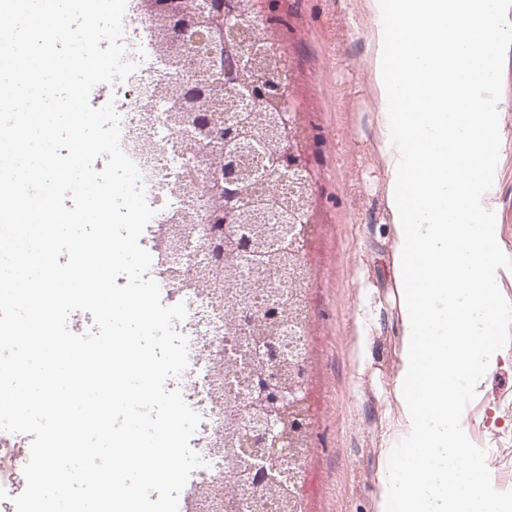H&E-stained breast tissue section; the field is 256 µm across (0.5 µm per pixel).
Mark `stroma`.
Instances as JSON below:
<instances>
[{"mask_svg":"<svg viewBox=\"0 0 512 512\" xmlns=\"http://www.w3.org/2000/svg\"><path fill=\"white\" fill-rule=\"evenodd\" d=\"M288 72L299 147L310 174L302 256L305 380L312 448L303 512H376L387 438L398 418L394 379L402 332L383 169L375 147L365 0H262ZM498 95L504 150L495 177L503 246L501 295L512 304V56ZM474 447L494 478L512 472V356L465 399Z\"/></svg>","mask_w":512,"mask_h":512,"instance_id":"1","label":"stroma"}]
</instances>
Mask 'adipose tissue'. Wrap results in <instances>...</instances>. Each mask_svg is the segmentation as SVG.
I'll list each match as a JSON object with an SVG mask.
<instances>
[{
    "mask_svg": "<svg viewBox=\"0 0 512 512\" xmlns=\"http://www.w3.org/2000/svg\"><path fill=\"white\" fill-rule=\"evenodd\" d=\"M366 4L405 336L394 383L400 419L377 512H512L472 446L460 403L507 355L499 227L489 210L512 0Z\"/></svg>",
    "mask_w": 512,
    "mask_h": 512,
    "instance_id": "obj_1",
    "label": "adipose tissue"
}]
</instances>
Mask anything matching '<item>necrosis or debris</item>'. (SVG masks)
I'll use <instances>...</instances> for the list:
<instances>
[{
    "label": "necrosis or debris",
    "instance_id": "4bbe7bcc",
    "mask_svg": "<svg viewBox=\"0 0 512 512\" xmlns=\"http://www.w3.org/2000/svg\"><path fill=\"white\" fill-rule=\"evenodd\" d=\"M156 13L144 0H131L123 20L122 41L127 57L136 64L125 79L100 84L109 93L120 116V143L140 170L146 201L155 215L145 229L144 245L152 256L148 271L168 304H184L185 317L175 330L188 344V367L167 381L180 389L185 402L201 417L190 446L203 461L191 473L190 487L179 499V512L206 487L224 482V396H239L253 379L249 364L236 359L235 369L224 372L225 342L235 331L224 321V289H202L201 269L210 267L214 239L208 222L209 206L198 187L208 173L190 168V151L201 150L195 137L192 104L183 100L168 107L164 86L178 78L180 68L168 60L155 41Z\"/></svg>",
    "mask_w": 512,
    "mask_h": 512
}]
</instances>
